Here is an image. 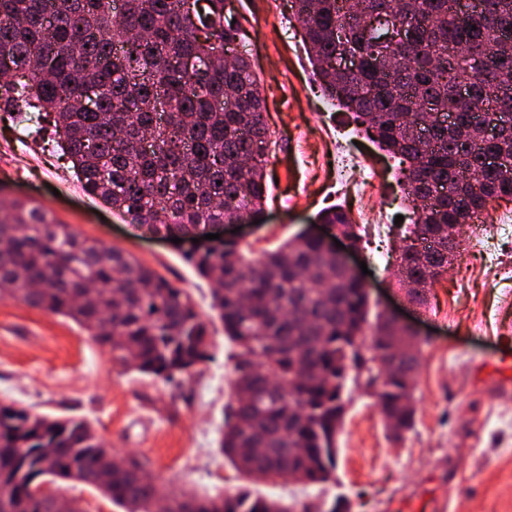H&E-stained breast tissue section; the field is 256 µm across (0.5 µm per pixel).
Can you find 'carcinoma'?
<instances>
[{
	"mask_svg": "<svg viewBox=\"0 0 512 512\" xmlns=\"http://www.w3.org/2000/svg\"><path fill=\"white\" fill-rule=\"evenodd\" d=\"M0 0V111L39 112L83 190L150 235L198 239L186 253L217 284L212 307L239 348L232 368L233 422L220 448L239 472L273 482L323 484L336 470L343 390L361 351L381 364L378 405L392 433L413 426L408 409L419 342L382 314L369 323L357 277L307 232L248 258L239 242H201L211 224L257 214L271 134L249 51L217 56L242 39L226 0ZM291 0L327 101L356 115L378 146L409 162L416 220L401 254L407 276L436 282L448 270L449 233L491 199L512 197V50L489 52L512 32V0ZM394 9L407 23L392 48L365 19ZM343 37H336V31ZM362 58L357 71L328 57ZM469 87L458 100L451 90ZM479 109L499 114L496 138L461 125ZM493 153L506 161L484 167ZM320 217L354 241L350 214ZM0 297L71 319L112 361L164 380L208 357V328L189 296L115 247L12 204L0 217ZM84 421L0 405V512H52L36 495L60 480L90 486L123 512H310L307 504L254 497L164 493L129 470Z\"/></svg>",
	"mask_w": 512,
	"mask_h": 512,
	"instance_id": "1",
	"label": "carcinoma"
}]
</instances>
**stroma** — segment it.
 <instances>
[{"label": "stroma", "instance_id": "obj_1", "mask_svg": "<svg viewBox=\"0 0 512 512\" xmlns=\"http://www.w3.org/2000/svg\"><path fill=\"white\" fill-rule=\"evenodd\" d=\"M232 3L274 142L264 208L240 234L254 251L272 249L314 228L323 209L350 208L362 236L350 263L369 270L371 312L390 311L419 337L413 427L392 440L377 386L351 380L331 481H247L219 447L232 368L221 325L211 329L208 360L168 382L124 370L72 320L10 298H0V404L85 420L105 446L138 458L175 491L208 495L247 482L260 495L304 502L314 512H329L339 497L351 501V512H435L439 503L445 512H512V393L495 389L491 367L512 363V199L489 201L485 225L464 228L467 262L439 278L426 305L410 304L392 276L395 218L408 213L399 161L324 100L287 0ZM339 147L362 161L359 196L336 183L329 162ZM18 199L134 256L189 293L200 318L212 321V285L187 262L189 243L145 236L86 195L50 126L23 112L0 121V201Z\"/></svg>", "mask_w": 512, "mask_h": 512}]
</instances>
